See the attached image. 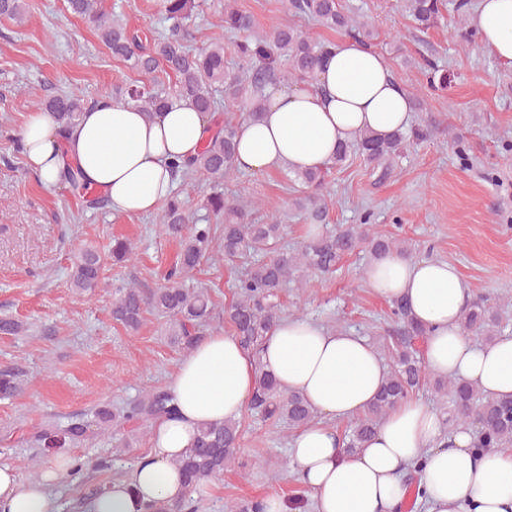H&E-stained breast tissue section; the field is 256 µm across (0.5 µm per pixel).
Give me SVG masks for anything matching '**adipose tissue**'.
Wrapping results in <instances>:
<instances>
[{
	"instance_id": "adipose-tissue-1",
	"label": "adipose tissue",
	"mask_w": 512,
	"mask_h": 512,
	"mask_svg": "<svg viewBox=\"0 0 512 512\" xmlns=\"http://www.w3.org/2000/svg\"><path fill=\"white\" fill-rule=\"evenodd\" d=\"M470 24L486 52L512 66V0H480ZM412 109L384 58L344 38L312 80L266 88L262 119L239 124L235 164L262 172L319 168L360 132L383 137L404 130ZM216 130L186 101L153 116L103 96L67 129L53 113H31L21 153L45 186L64 183L75 169L114 212L149 214L178 189L173 163L195 158ZM364 277L377 295L406 302L426 327L423 360L431 374L466 379L494 397L512 395V336L484 347L470 343L460 326L468 286L453 264L390 254L374 260ZM263 363L281 389L302 394L316 415L289 449L315 512H397L406 496L403 476L416 461L424 512H512V453L476 456L465 427L443 447L441 415L420 402L393 408L364 448L345 452L331 420L360 414L387 375L379 352L358 333L284 318L266 340ZM255 384L253 360L238 338L211 331L182 355L168 380L178 418L152 423L149 452L99 496L82 501L79 512H148L183 499L187 489L176 459L201 423L241 418ZM72 465L71 457L59 456L54 469L28 483L13 466L0 465V512H62L53 487Z\"/></svg>"
}]
</instances>
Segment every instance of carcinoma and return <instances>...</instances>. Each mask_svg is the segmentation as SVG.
I'll use <instances>...</instances> for the list:
<instances>
[{"mask_svg":"<svg viewBox=\"0 0 512 512\" xmlns=\"http://www.w3.org/2000/svg\"><path fill=\"white\" fill-rule=\"evenodd\" d=\"M205 0H160L161 11L171 21L168 32L160 34L150 47L143 46L139 36L127 31L98 9L97 0H68L72 13L83 17L100 32L102 41L112 54L129 62L144 80L120 90L121 100L152 115L165 111L175 99L190 101L207 116L218 109L217 93L224 92V121L215 138L207 142L199 155L182 166L183 176L201 177L211 186L204 209L224 223L190 224L185 202L174 195L161 206L160 232L179 241L176 262L164 277L165 284L143 289L134 283L117 289L112 317L125 328L138 330L144 314L150 312L166 319L167 335L172 344L187 351L211 330L214 305L205 288H190L186 278L208 255L214 242L221 241L224 259L233 261L245 254L264 253L266 259L251 262L235 288L237 298L224 308V319L232 332L251 355L255 363L257 385L250 409L265 421L286 423L297 429L310 422L315 414L306 399L295 392L282 390L264 370L261 352L268 333L281 319V292L294 282L304 291L309 281L296 279V274L336 271L343 257L361 246L368 248L373 259L386 254L408 256L406 241L375 231L368 222L352 224L338 231L326 230L309 239L299 251H273L282 237L284 225L274 221L257 224L251 220L252 209L233 197L226 196L225 182L235 170L236 137L240 120L259 119L264 111L263 89L274 81H307L314 77L322 57L332 47L330 42L309 40L296 27L280 25L260 33L255 30L251 15L230 5L224 7V29L237 35L234 44L235 65L224 64V43L213 42L193 50L185 42L186 26L201 10ZM287 11L308 17L330 29L343 31L367 45L375 38L372 25L362 16L342 11L339 0H285ZM405 7L423 29L438 24L442 0H405ZM24 10V0H0V17L16 19ZM176 77L175 89L152 90L149 82L159 66ZM35 111L55 114L58 123L68 128L83 112L81 99L74 94L56 95L36 103ZM423 136L420 129L397 131L379 138L368 131L336 149L331 166L344 164L353 155L380 170V178L391 172L392 161L400 156L412 140ZM295 180L305 187L319 186L324 180L321 168L295 173ZM70 192L89 205L98 198L80 182L78 172L69 173L66 180ZM295 205L305 210L311 224H323L326 206L321 200L304 195ZM133 254L132 243L113 240L108 255L87 248L80 252L71 266L67 287L80 293H90L98 287L105 260L125 262ZM391 313L397 327L384 337L388 375L375 401L353 419L344 435V447L354 452L363 447L375 433L389 409L408 400L421 386L433 385L436 394L450 398L452 414L450 428L465 425L473 430L472 447L479 454L512 448V396L490 397L478 386L458 377H438L430 374L423 363L415 341L426 336V328L415 322L406 304L392 301ZM462 329L492 341L504 330L502 318L486 299L466 304L461 319ZM21 390L19 372L0 367V399L14 397ZM179 412L175 397L165 388L145 391L129 407L114 413L107 408L94 411L91 418L70 421L60 430L43 429L35 433V441L46 450H55L68 442L80 443L100 429L106 434L120 435L124 447H130L129 437L145 424L159 419L174 418ZM240 422H207L199 426L195 442L177 460L187 483L185 498L175 505L161 504L153 512H200L201 498L193 497L200 482L220 475L237 466L248 474L252 463L239 455Z\"/></svg>","mask_w":512,"mask_h":512,"instance_id":"1","label":"carcinoma"}]
</instances>
